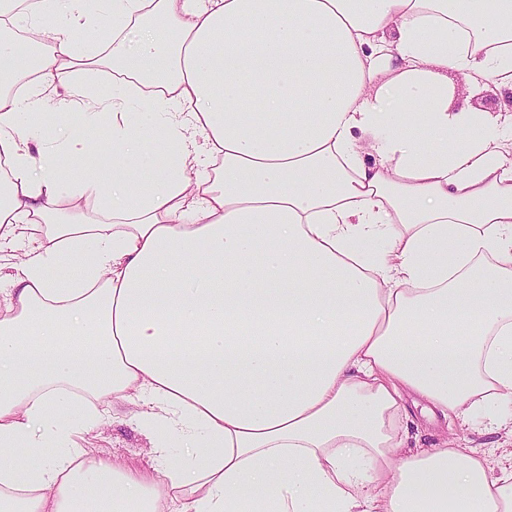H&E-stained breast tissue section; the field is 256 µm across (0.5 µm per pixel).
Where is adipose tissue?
I'll return each instance as SVG.
<instances>
[{
    "label": "adipose tissue",
    "instance_id": "1",
    "mask_svg": "<svg viewBox=\"0 0 512 512\" xmlns=\"http://www.w3.org/2000/svg\"><path fill=\"white\" fill-rule=\"evenodd\" d=\"M13 14L0 512H160L175 488L176 512H512V459L402 423L409 393L489 429L512 406V115L448 96L452 70L512 90V0H35L21 53ZM92 25L113 157L88 161V122L32 151L44 88L63 114L95 97ZM84 197L101 222L64 211ZM114 401L150 469L78 444ZM33 448L49 462L15 461ZM79 76L87 83L97 87L103 94L112 89V69L102 64H87L78 67Z\"/></svg>",
    "mask_w": 512,
    "mask_h": 512
}]
</instances>
